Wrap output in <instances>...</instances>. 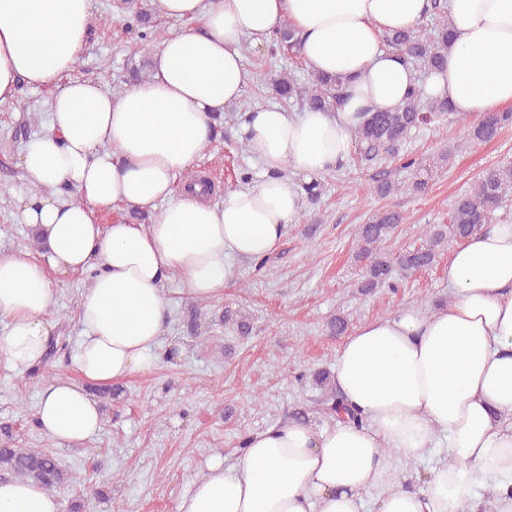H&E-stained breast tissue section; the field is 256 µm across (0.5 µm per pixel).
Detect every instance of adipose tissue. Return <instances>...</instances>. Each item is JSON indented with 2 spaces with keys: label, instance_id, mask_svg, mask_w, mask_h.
Instances as JSON below:
<instances>
[{
  "label": "adipose tissue",
  "instance_id": "1",
  "mask_svg": "<svg viewBox=\"0 0 512 512\" xmlns=\"http://www.w3.org/2000/svg\"><path fill=\"white\" fill-rule=\"evenodd\" d=\"M183 21L158 43L154 74L120 93L69 74L87 45L92 0H0V103L19 83L55 87L51 119L23 151L30 184L16 206L37 228L38 255L0 253V361L43 357L50 272H90L78 305L77 379L43 390L39 428L77 445L101 426L87 384L157 367L171 315L165 284L196 301L218 296L240 261H258L299 223L303 199L285 167L315 176L344 165L369 107L393 109L412 89L465 117L512 106V0H448L454 40L443 72L418 79L382 37L415 29L428 0H152ZM314 72L344 76L334 112L248 113L243 136L263 172L223 201L192 174L213 117L254 83L242 45L284 24ZM114 209L147 224L102 225ZM452 298L358 323L333 380L358 420L318 428L290 417L246 437L234 464L214 456L177 512H512V220L490 225L448 258ZM434 464L414 490L403 467ZM0 512H60L54 492L0 481Z\"/></svg>",
  "mask_w": 512,
  "mask_h": 512
}]
</instances>
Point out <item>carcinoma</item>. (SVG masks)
Listing matches in <instances>:
<instances>
[{"label":"carcinoma","instance_id":"cac0c4a2","mask_svg":"<svg viewBox=\"0 0 512 512\" xmlns=\"http://www.w3.org/2000/svg\"><path fill=\"white\" fill-rule=\"evenodd\" d=\"M437 19L433 30H402L387 33L383 41L408 61L420 65L425 72L443 68L453 33L448 20L447 4L435 0L432 6ZM301 39L289 25L279 29L271 39V47L298 49ZM341 80L324 74L312 73L307 82L294 78L275 80L276 94L285 99L296 98L308 107L333 112L341 104ZM450 111L448 101L424 99L414 92L393 110H372L355 130L357 154L363 162H372L380 156L397 155L411 132L429 124ZM512 124V112H493L469 117L467 137L470 140L489 141L500 130ZM404 168L413 171L412 188L423 190L433 173V166L409 160ZM512 196V165L504 164L486 172L468 191L454 202L450 224L433 225L424 233L425 242L417 248L396 255L381 251L380 245L404 223L401 212L385 209L373 214L360 225L357 232L356 260L363 263L360 291L369 293L377 288H393L394 268L406 273L426 270L434 266L441 248L450 239L466 240L491 223L495 211ZM68 348L64 339H52L44 358V365L35 371L48 370L56 356ZM0 471L23 481H33L51 490L69 480L68 473L48 451L31 448H11L0 444Z\"/></svg>","mask_w":512,"mask_h":512}]
</instances>
